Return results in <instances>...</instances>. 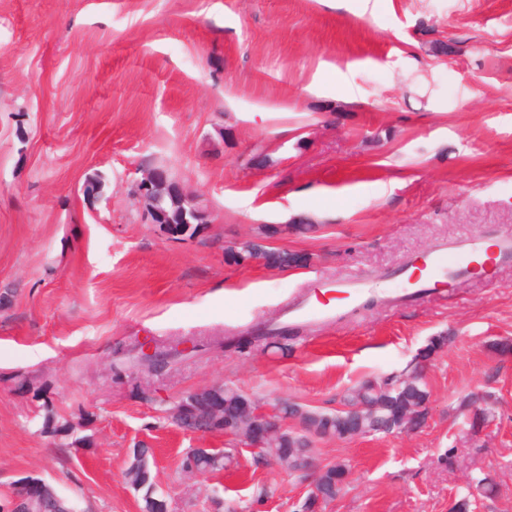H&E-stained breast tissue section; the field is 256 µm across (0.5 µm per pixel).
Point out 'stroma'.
I'll list each match as a JSON object with an SVG mask.
<instances>
[{"instance_id": "obj_1", "label": "stroma", "mask_w": 512, "mask_h": 512, "mask_svg": "<svg viewBox=\"0 0 512 512\" xmlns=\"http://www.w3.org/2000/svg\"><path fill=\"white\" fill-rule=\"evenodd\" d=\"M161 167L208 210L194 238L134 199ZM102 184L86 199V181ZM315 225L296 234L295 224ZM279 232L264 237L265 227ZM512 232V0H0V500L21 478L79 512H139L123 473L151 448L170 512H298L312 481L256 462L221 432L177 428L195 390L333 412L367 376L402 370L433 336L428 415L410 433L314 438L342 462L326 512H512V265L402 298L410 259ZM311 255L294 269L226 263L249 239ZM379 306L303 327L290 352L225 341L279 322L322 281L352 276ZM176 348L162 372L119 355ZM491 392L471 431L459 409ZM458 447L455 464L443 449ZM190 448L232 453L198 480Z\"/></svg>"}]
</instances>
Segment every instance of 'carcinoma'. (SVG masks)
I'll use <instances>...</instances> for the list:
<instances>
[{
	"instance_id": "cac0c4a2",
	"label": "carcinoma",
	"mask_w": 512,
	"mask_h": 512,
	"mask_svg": "<svg viewBox=\"0 0 512 512\" xmlns=\"http://www.w3.org/2000/svg\"><path fill=\"white\" fill-rule=\"evenodd\" d=\"M224 258L238 266L258 264L280 269L302 267L310 261L308 255L272 248L256 241L241 242L225 249ZM447 343L448 337L435 336L401 373L360 381L348 390L344 398V409L334 413L303 410L295 403L280 402L281 411L302 425V434L290 430L277 431L274 423L254 416L255 401L252 398L237 389L222 388L218 390V395L224 405V425L231 428L237 437L260 438L265 434L275 433V453L292 468L300 466L305 457L313 455L310 439L312 435L342 439L358 432H378L382 427L399 425L407 414L413 415L412 422L419 426L426 418L429 397L423 381L422 362ZM363 403L371 406L366 414L358 411V406ZM460 407L472 413L470 426L473 429L485 423L490 413L488 397L476 393L465 395ZM205 417L211 418L205 392L200 395V400L193 409H179L172 415L178 427L190 431L195 430L197 421ZM230 459L229 455L223 456L215 452L211 456H205L191 449L183 457L182 468L194 466L203 471L214 472L223 469ZM346 474V466L341 463L325 466L318 485L323 500H334L342 494ZM125 480L140 494L141 508H147L150 499L157 497V490L150 476L149 449H142L141 465L136 469H127Z\"/></svg>"
}]
</instances>
